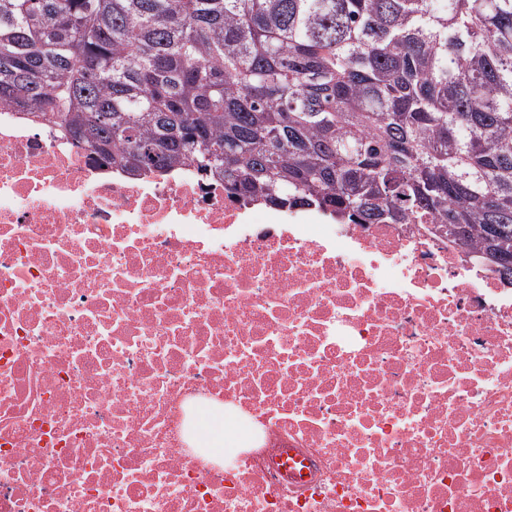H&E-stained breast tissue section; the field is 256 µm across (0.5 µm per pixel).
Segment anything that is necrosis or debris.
Instances as JSON below:
<instances>
[{
	"mask_svg": "<svg viewBox=\"0 0 512 512\" xmlns=\"http://www.w3.org/2000/svg\"><path fill=\"white\" fill-rule=\"evenodd\" d=\"M0 512H512V286L0 105ZM246 430L232 429L224 423V414L203 411L198 423V435L203 442H208L217 451L231 448V443L243 438Z\"/></svg>",
	"mask_w": 512,
	"mask_h": 512,
	"instance_id": "obj_1",
	"label": "necrosis or debris"
}]
</instances>
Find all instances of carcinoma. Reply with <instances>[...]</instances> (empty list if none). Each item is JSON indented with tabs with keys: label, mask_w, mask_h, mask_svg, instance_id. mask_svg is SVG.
<instances>
[{
	"label": "carcinoma",
	"mask_w": 512,
	"mask_h": 512,
	"mask_svg": "<svg viewBox=\"0 0 512 512\" xmlns=\"http://www.w3.org/2000/svg\"><path fill=\"white\" fill-rule=\"evenodd\" d=\"M131 176L427 224L512 285V0H0V104Z\"/></svg>",
	"instance_id": "obj_1"
}]
</instances>
